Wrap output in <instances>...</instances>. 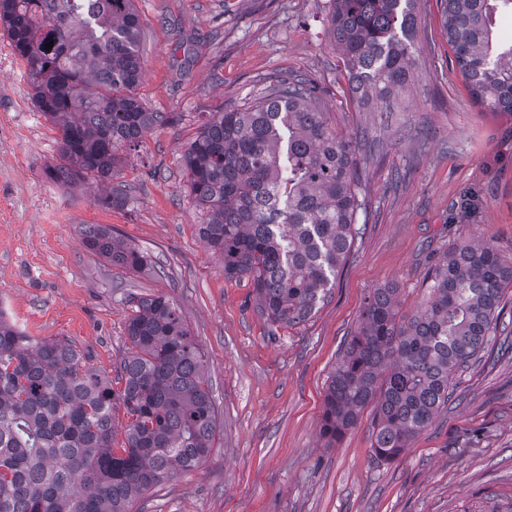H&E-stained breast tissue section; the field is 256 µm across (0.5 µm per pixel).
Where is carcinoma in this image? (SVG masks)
Segmentation results:
<instances>
[{
    "label": "carcinoma",
    "mask_w": 512,
    "mask_h": 512,
    "mask_svg": "<svg viewBox=\"0 0 512 512\" xmlns=\"http://www.w3.org/2000/svg\"><path fill=\"white\" fill-rule=\"evenodd\" d=\"M327 34L340 51L351 101L394 111L410 78L418 0H332ZM448 45L472 97L512 112V42L496 16L512 0H440ZM0 30L27 63L40 112L61 133L70 186L112 180L119 148L168 118L136 94L142 69L134 0H0ZM53 48H47L48 43ZM190 194L208 212L199 235L228 277L253 282L272 325L308 320L355 250L366 209L357 141L326 122L309 81L278 78L239 109L215 112L183 155ZM85 246L142 272L149 258L89 224ZM512 264L492 243H460L428 271L427 299L407 317L397 288L369 295L360 327L332 370L321 435L332 445L374 410L373 454L395 461L453 397L456 374L488 345L512 352L501 297ZM122 387L67 341L29 335L0 310V512H137L152 490L211 453L217 412L203 356L176 301L142 298L127 323ZM129 416L113 446L112 411Z\"/></svg>",
    "instance_id": "1"
}]
</instances>
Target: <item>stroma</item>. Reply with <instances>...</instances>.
<instances>
[{
	"label": "stroma",
	"mask_w": 512,
	"mask_h": 512,
	"mask_svg": "<svg viewBox=\"0 0 512 512\" xmlns=\"http://www.w3.org/2000/svg\"><path fill=\"white\" fill-rule=\"evenodd\" d=\"M137 94L167 123L123 148L111 184L48 176L60 134L36 108L26 62L0 36V307L29 335L68 339L115 376L144 297L176 300L204 354L218 413L201 466L147 495L143 512H501L512 503V355L488 348L457 374L458 401L394 462L372 454L364 410L336 444L320 434L327 377L378 285L417 309L438 255L473 239L512 261V113L471 98L440 0H422L411 78L395 111H359L326 35L332 0H135ZM316 86L339 134L359 139L367 210L353 254L306 323H267L248 277L227 278L199 237L183 154L212 113L258 97L271 78ZM129 187L125 202H101ZM108 224L139 247L134 273L88 250Z\"/></svg>",
	"instance_id": "stroma-1"
}]
</instances>
